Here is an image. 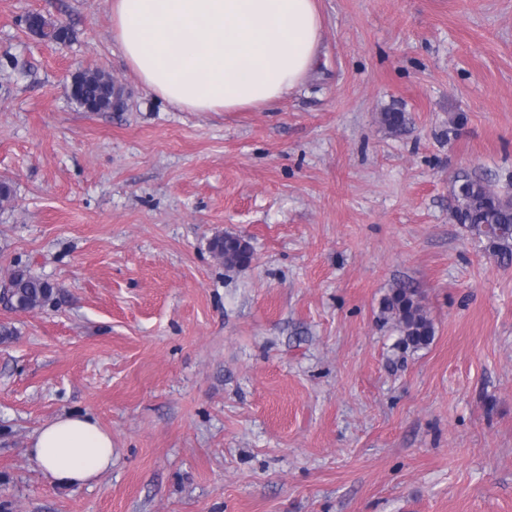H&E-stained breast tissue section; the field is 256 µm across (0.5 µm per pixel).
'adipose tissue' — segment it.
Masks as SVG:
<instances>
[{
    "instance_id": "1",
    "label": "adipose tissue",
    "mask_w": 512,
    "mask_h": 512,
    "mask_svg": "<svg viewBox=\"0 0 512 512\" xmlns=\"http://www.w3.org/2000/svg\"><path fill=\"white\" fill-rule=\"evenodd\" d=\"M112 38L149 91L185 112L262 109L315 68L317 0H112ZM31 455L60 488L112 466V434L89 415L41 426Z\"/></svg>"
}]
</instances>
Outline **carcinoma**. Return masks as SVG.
<instances>
[{"mask_svg": "<svg viewBox=\"0 0 512 512\" xmlns=\"http://www.w3.org/2000/svg\"><path fill=\"white\" fill-rule=\"evenodd\" d=\"M112 98V82L92 77L81 84L76 102L90 111L101 112L108 109ZM454 196L458 223L493 255L512 261V198L468 176L459 179ZM212 251L224 255V263L231 265L246 264L252 258V252L242 251L233 241L222 237L213 240ZM53 294L54 285L22 267L11 272L8 287L0 292L3 299L21 312L46 306ZM382 313L396 319L404 347L420 349L432 341V324L414 291L403 285L392 289L383 300Z\"/></svg>", "mask_w": 512, "mask_h": 512, "instance_id": "cac0c4a2", "label": "carcinoma"}]
</instances>
